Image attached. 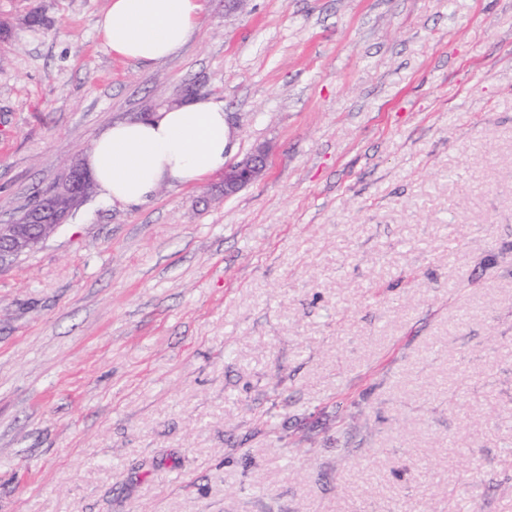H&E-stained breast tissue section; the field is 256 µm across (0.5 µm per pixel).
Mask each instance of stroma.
Segmentation results:
<instances>
[{
	"label": "stroma",
	"instance_id": "stroma-1",
	"mask_svg": "<svg viewBox=\"0 0 512 512\" xmlns=\"http://www.w3.org/2000/svg\"><path fill=\"white\" fill-rule=\"evenodd\" d=\"M107 4L0 0V222L192 89L269 166L0 269V512H512V0H203L150 66Z\"/></svg>",
	"mask_w": 512,
	"mask_h": 512
}]
</instances>
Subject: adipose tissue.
Instances as JSON below:
<instances>
[{"mask_svg": "<svg viewBox=\"0 0 512 512\" xmlns=\"http://www.w3.org/2000/svg\"><path fill=\"white\" fill-rule=\"evenodd\" d=\"M201 11V0H109L96 31L117 58L152 65L181 51ZM234 151L223 103L206 98L112 125L85 165L105 200L141 205L162 184L193 185L223 172Z\"/></svg>", "mask_w": 512, "mask_h": 512, "instance_id": "1", "label": "adipose tissue"}]
</instances>
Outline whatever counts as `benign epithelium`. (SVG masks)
I'll return each mask as SVG.
<instances>
[{"label": "benign epithelium", "mask_w": 512, "mask_h": 512, "mask_svg": "<svg viewBox=\"0 0 512 512\" xmlns=\"http://www.w3.org/2000/svg\"><path fill=\"white\" fill-rule=\"evenodd\" d=\"M268 165V152L259 147L224 170V197L258 181ZM90 174L82 161L72 162L60 180L46 193L37 217L22 214L8 224H0V267L14 258L34 250L56 227L86 199L83 186Z\"/></svg>", "instance_id": "obj_1"}]
</instances>
